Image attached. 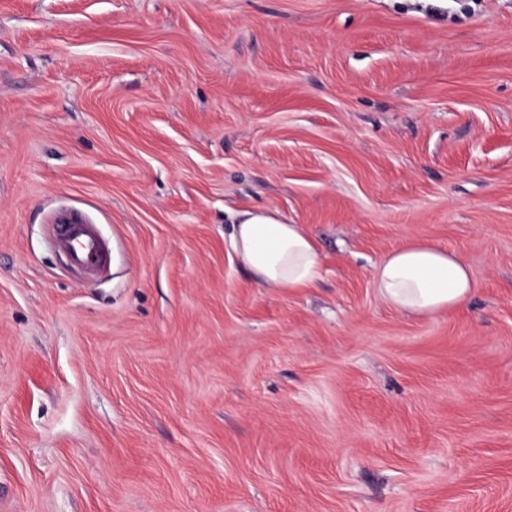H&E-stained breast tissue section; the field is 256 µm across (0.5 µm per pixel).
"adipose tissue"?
<instances>
[{
	"instance_id": "obj_1",
	"label": "adipose tissue",
	"mask_w": 512,
	"mask_h": 512,
	"mask_svg": "<svg viewBox=\"0 0 512 512\" xmlns=\"http://www.w3.org/2000/svg\"><path fill=\"white\" fill-rule=\"evenodd\" d=\"M229 245L265 288H308L321 274L317 249L304 225L286 223L272 210L240 212ZM374 285L397 311L422 315L462 306L475 290L460 256L420 242L387 255L375 270Z\"/></svg>"
}]
</instances>
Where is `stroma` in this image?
I'll return each instance as SVG.
<instances>
[{"label": "stroma", "mask_w": 512, "mask_h": 512, "mask_svg": "<svg viewBox=\"0 0 512 512\" xmlns=\"http://www.w3.org/2000/svg\"><path fill=\"white\" fill-rule=\"evenodd\" d=\"M412 242L466 305L380 298ZM0 512H512V0H0ZM229 245L264 288L311 287L321 274L319 255L303 224H288L276 211H243ZM57 224V234L75 261L90 268L102 265L108 246L90 225L75 215H63ZM374 285L397 311L422 315L462 306L475 290L460 256L420 242L387 255L376 267Z\"/></svg>", "instance_id": "stroma-1"}]
</instances>
